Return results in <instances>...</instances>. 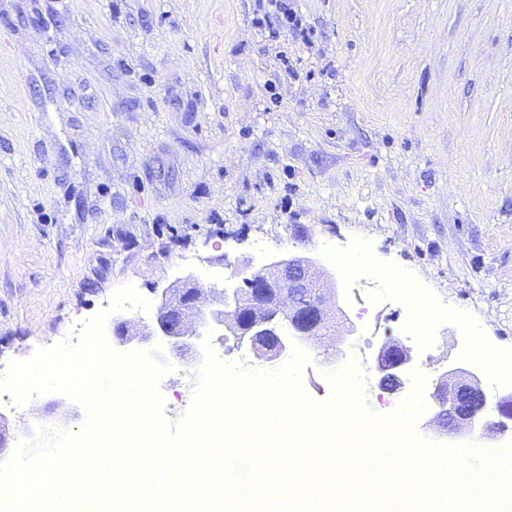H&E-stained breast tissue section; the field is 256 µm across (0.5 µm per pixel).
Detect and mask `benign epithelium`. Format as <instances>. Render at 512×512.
Here are the masks:
<instances>
[{"instance_id":"1","label":"benign epithelium","mask_w":512,"mask_h":512,"mask_svg":"<svg viewBox=\"0 0 512 512\" xmlns=\"http://www.w3.org/2000/svg\"><path fill=\"white\" fill-rule=\"evenodd\" d=\"M231 279L247 290V320L238 315L242 299L234 289L211 288L209 302L202 303L204 289L193 274L185 276L179 290L165 288L157 294V315L149 335L165 340L163 359H197L201 327L213 335L249 337L255 351L268 361L287 349L279 334L280 322L288 321L292 335L301 342H315L328 328L333 292L329 284L335 276L320 270L316 257L277 253L258 268L243 256L236 261ZM411 363L410 352L390 341L373 358L381 380L392 386ZM433 398L437 408L433 420L442 435L457 436L478 428L489 448L499 437L512 433V391L498 396L494 417L483 415L486 395L476 371L447 370Z\"/></svg>"}]
</instances>
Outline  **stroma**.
<instances>
[{
    "label": "stroma",
    "mask_w": 512,
    "mask_h": 512,
    "mask_svg": "<svg viewBox=\"0 0 512 512\" xmlns=\"http://www.w3.org/2000/svg\"><path fill=\"white\" fill-rule=\"evenodd\" d=\"M296 6L308 49L258 29L257 0H0V376L103 311L118 350L121 288H221L238 258L289 251L335 274L356 328L323 347L377 349L405 316L360 318L368 295L328 244L447 300L413 366L472 367L467 321L512 354V0ZM331 372L310 354V400ZM171 378L176 423L196 384L181 361Z\"/></svg>",
    "instance_id": "1"
}]
</instances>
